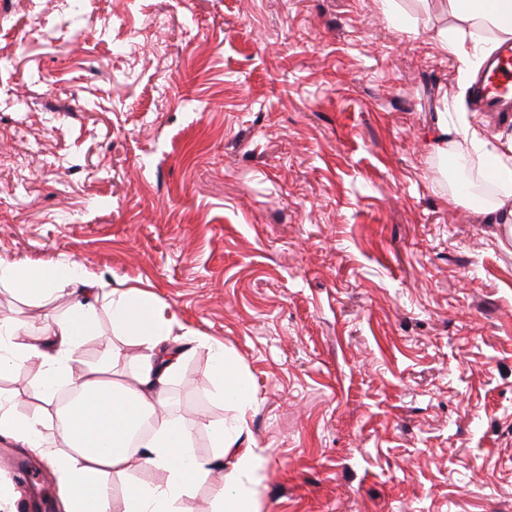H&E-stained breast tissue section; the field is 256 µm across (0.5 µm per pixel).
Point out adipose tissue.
<instances>
[{
  "mask_svg": "<svg viewBox=\"0 0 512 512\" xmlns=\"http://www.w3.org/2000/svg\"><path fill=\"white\" fill-rule=\"evenodd\" d=\"M448 14L451 24L437 34L447 53L460 54L466 37L477 30L496 31L501 40L512 38V23L503 21L512 16V0H448ZM456 134L474 148L489 149L495 158L491 175L500 189L495 210L511 224L512 142L501 149L488 147L476 129L453 127L442 118L429 143L430 153L447 158L448 138ZM0 285L36 304L66 289L74 293L67 312L32 340L23 338L13 317H0V377L30 365L37 366L39 375L34 388L39 405L33 411H22L17 395L0 394V437L49 464L62 512H182L197 483L227 456L232 463L222 482L232 492L216 498L214 512H260L259 456L241 440L254 394L246 373L233 366L222 346L209 344L205 351L215 395L232 400L234 413L210 425L213 452L204 459L195 455L183 421L168 413L167 386L185 356L171 341L182 322L170 305L107 290L75 262L0 263ZM103 309L116 335L138 349L132 370L121 377L114 372L124 357L121 348H113L106 360L92 366L80 358ZM64 388L80 391L82 398L61 424L56 396ZM145 421L151 424L150 436L128 450L131 428ZM139 464L154 471V480L129 479V471ZM115 476L124 481L118 494L110 484Z\"/></svg>",
  "mask_w": 512,
  "mask_h": 512,
  "instance_id": "adipose-tissue-1",
  "label": "adipose tissue"
}]
</instances>
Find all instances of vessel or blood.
Returning a JSON list of instances; mask_svg holds the SVG:
<instances>
[{
    "label": "vessel or blood",
    "mask_w": 512,
    "mask_h": 512,
    "mask_svg": "<svg viewBox=\"0 0 512 512\" xmlns=\"http://www.w3.org/2000/svg\"><path fill=\"white\" fill-rule=\"evenodd\" d=\"M472 97L486 112H512V43L501 46L483 66L472 86Z\"/></svg>",
    "instance_id": "b4317fda"
}]
</instances>
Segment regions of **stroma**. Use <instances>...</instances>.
<instances>
[{"label":"stroma","instance_id":"stroma-1","mask_svg":"<svg viewBox=\"0 0 512 512\" xmlns=\"http://www.w3.org/2000/svg\"><path fill=\"white\" fill-rule=\"evenodd\" d=\"M0 0V260L74 261L244 367L263 512H512V232L426 151L447 0ZM71 301L0 314L25 334ZM170 412L211 455L205 351ZM59 512L55 479L0 439Z\"/></svg>","mask_w":512,"mask_h":512}]
</instances>
